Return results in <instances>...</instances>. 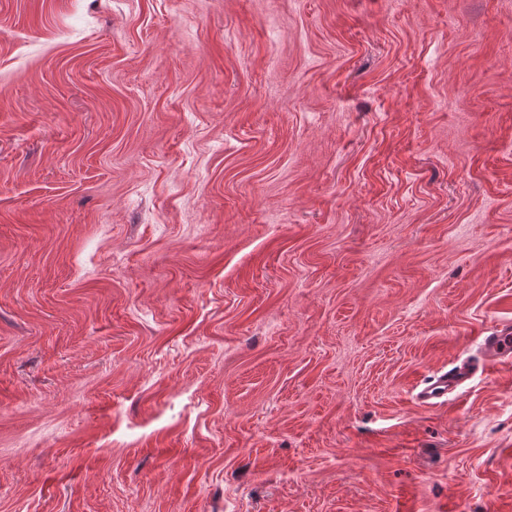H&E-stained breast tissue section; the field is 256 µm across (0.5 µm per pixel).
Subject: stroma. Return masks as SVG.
<instances>
[{
  "mask_svg": "<svg viewBox=\"0 0 512 512\" xmlns=\"http://www.w3.org/2000/svg\"><path fill=\"white\" fill-rule=\"evenodd\" d=\"M508 325L512 0H0V512H512ZM485 355L492 360L503 359L511 355L510 327L493 332L483 340ZM463 378V374L454 372L429 376L424 380L425 386L417 393V397L425 405H437L439 402L436 400L447 396L448 392L455 390L462 383Z\"/></svg>",
  "mask_w": 512,
  "mask_h": 512,
  "instance_id": "35a3bbf8",
  "label": "stroma"
}]
</instances>
